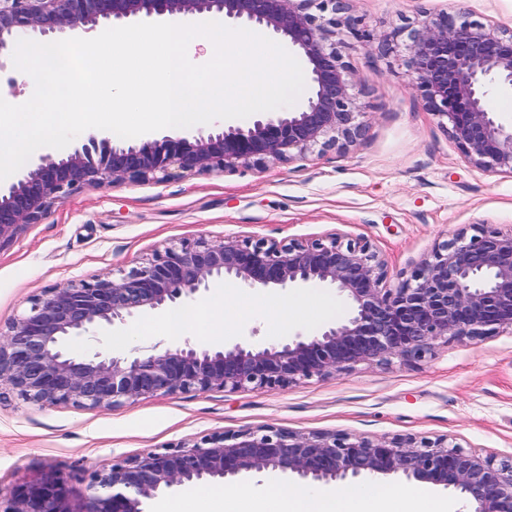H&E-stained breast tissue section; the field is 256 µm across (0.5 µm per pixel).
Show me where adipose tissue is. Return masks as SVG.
Instances as JSON below:
<instances>
[{"mask_svg":"<svg viewBox=\"0 0 512 512\" xmlns=\"http://www.w3.org/2000/svg\"><path fill=\"white\" fill-rule=\"evenodd\" d=\"M247 308L230 303L222 294L207 306H180L168 309L158 322L170 343H177L189 332L201 340L220 343L227 328L247 319ZM260 512H448V504L416 489L392 490L379 485L345 486L313 492L272 484L256 490Z\"/></svg>","mask_w":512,"mask_h":512,"instance_id":"ef3b65f1","label":"adipose tissue"}]
</instances>
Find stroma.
Listing matches in <instances>:
<instances>
[{
	"mask_svg": "<svg viewBox=\"0 0 512 512\" xmlns=\"http://www.w3.org/2000/svg\"><path fill=\"white\" fill-rule=\"evenodd\" d=\"M348 7L371 35L367 42L336 38L368 113L354 142L290 162L83 188L0 251V326L44 289L130 269L175 239L362 238L385 260V285L395 288L460 229L512 230V172L468 162L405 64L409 35L423 21L450 13L512 29V0H350ZM234 294L255 311L231 328L235 342L310 334L346 311L325 287L238 286ZM142 324L136 318L122 327L127 343H113L107 331L69 349L123 354L166 346L160 326L142 335ZM264 427L444 437L468 452L512 459V333L451 340L419 363H361L285 389L161 395L109 410L38 407L7 389L0 392V489L53 470L67 482V512H86L89 476L102 463Z\"/></svg>",
	"mask_w": 512,
	"mask_h": 512,
	"instance_id": "stroma-1",
	"label": "stroma"
}]
</instances>
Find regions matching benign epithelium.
<instances>
[{
	"mask_svg": "<svg viewBox=\"0 0 512 512\" xmlns=\"http://www.w3.org/2000/svg\"><path fill=\"white\" fill-rule=\"evenodd\" d=\"M334 5L336 17L312 13ZM346 0H0V52L32 32L43 36L129 18L192 15L244 21L279 36L304 59L305 104L266 112L241 126L114 143L88 135L63 157L30 160L16 182L0 186V250L55 204L86 186L162 182L184 173L292 161L362 132L349 66L336 31L366 37L343 16ZM412 85L446 119L466 158L483 170L512 172V121L490 102L512 93V30L444 14L410 33ZM386 264L362 240L334 234L311 242L173 240L127 272L44 290L0 331V388L37 406L88 410L214 389H277L328 377L359 363L422 362L441 342L512 331V232L473 227L437 244L396 288ZM219 280L250 288L322 286L349 303L347 314L312 334L271 344L242 340L223 348L186 340L176 347L121 356L68 352L65 341L173 305L189 304ZM279 471L297 483L353 484L375 476L427 483L470 504L469 512H512V461H496L448 439L296 433L274 428L213 433L191 446L107 462L89 479L87 512H144L146 501L192 483L233 482ZM66 481L54 472L0 491V512H67Z\"/></svg>",
	"mask_w": 512,
	"mask_h": 512,
	"instance_id": "1",
	"label": "benign epithelium"
}]
</instances>
